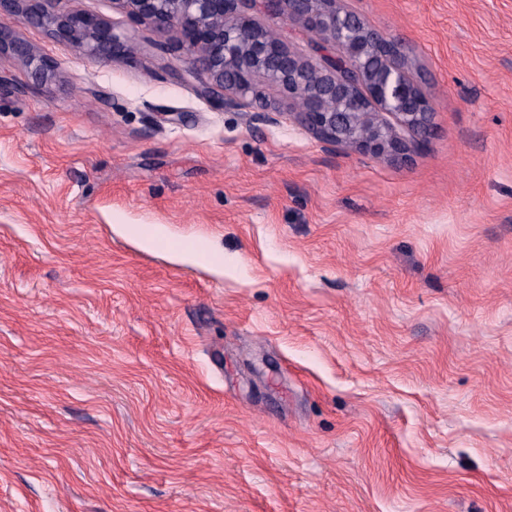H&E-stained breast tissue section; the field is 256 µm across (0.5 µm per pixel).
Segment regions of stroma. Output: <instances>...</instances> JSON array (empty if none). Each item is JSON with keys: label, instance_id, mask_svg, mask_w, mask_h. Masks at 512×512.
<instances>
[{"label": "stroma", "instance_id": "35a3bbf8", "mask_svg": "<svg viewBox=\"0 0 512 512\" xmlns=\"http://www.w3.org/2000/svg\"><path fill=\"white\" fill-rule=\"evenodd\" d=\"M344 5L434 104L407 160L199 97L114 0L60 4L110 64L16 27L0 512H512V0Z\"/></svg>", "mask_w": 512, "mask_h": 512}]
</instances>
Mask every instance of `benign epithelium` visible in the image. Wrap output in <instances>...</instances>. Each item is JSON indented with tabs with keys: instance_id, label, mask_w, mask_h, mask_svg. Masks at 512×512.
<instances>
[{
	"instance_id": "7a95c632",
	"label": "benign epithelium",
	"mask_w": 512,
	"mask_h": 512,
	"mask_svg": "<svg viewBox=\"0 0 512 512\" xmlns=\"http://www.w3.org/2000/svg\"><path fill=\"white\" fill-rule=\"evenodd\" d=\"M135 21L176 33L198 93L238 107L259 100L256 86L278 88L290 112L315 138L377 156L405 159L430 131L434 106L414 78L399 39L375 28L340 0H118ZM60 0H0V55L32 62V47L11 25L41 27L105 63L125 52L106 21L67 12ZM319 36L302 56L272 38L250 11Z\"/></svg>"
}]
</instances>
